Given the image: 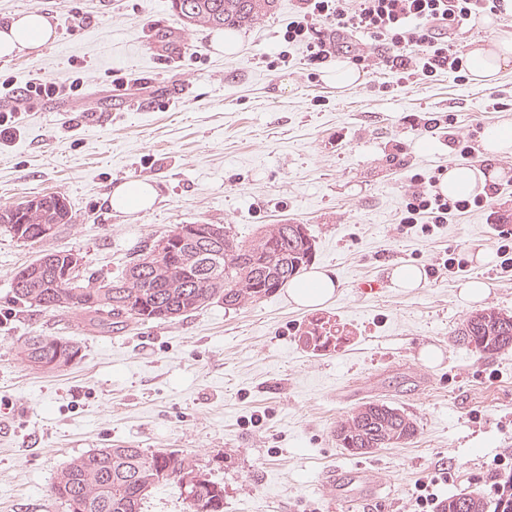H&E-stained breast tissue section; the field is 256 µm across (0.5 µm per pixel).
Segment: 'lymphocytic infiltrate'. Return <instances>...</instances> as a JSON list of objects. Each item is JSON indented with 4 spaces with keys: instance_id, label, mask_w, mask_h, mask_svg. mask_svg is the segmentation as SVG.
<instances>
[{
    "instance_id": "1",
    "label": "lymphocytic infiltrate",
    "mask_w": 512,
    "mask_h": 512,
    "mask_svg": "<svg viewBox=\"0 0 512 512\" xmlns=\"http://www.w3.org/2000/svg\"><path fill=\"white\" fill-rule=\"evenodd\" d=\"M504 9L505 0H299V10L283 39L288 45L304 47V63L315 70L341 54L354 64L365 62L366 51L353 39L360 33L367 35L384 42L385 67L406 83L418 75L460 73L463 59L457 41L467 21L482 10L498 14ZM77 90L74 84L31 79L23 102L17 108L0 110V140L12 138L15 112L30 111L39 103ZM433 184V178L421 173L408 175L403 224L422 225L429 233L453 215L491 208L501 193L498 184L490 183L482 193L453 199L433 192Z\"/></svg>"
}]
</instances>
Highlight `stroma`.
I'll return each mask as SVG.
<instances>
[{"instance_id": "1", "label": "stroma", "mask_w": 512, "mask_h": 512, "mask_svg": "<svg viewBox=\"0 0 512 512\" xmlns=\"http://www.w3.org/2000/svg\"><path fill=\"white\" fill-rule=\"evenodd\" d=\"M30 9L49 16L56 39L0 59V79L83 86L20 114L0 146V206L61 192L73 222L49 245L81 253L105 281L177 224H227L247 241L259 225L293 221L315 241L313 264L334 270L341 287L319 310L289 304L280 289L236 310L214 303L105 333L73 313L16 303L12 278L40 247L0 231V512H59L48 498L57 473L113 445L195 459L223 485L224 512H328L321 478L339 466L383 482L367 512H409L416 479L436 468L448 473L442 496L487 494L488 464L512 451V350L487 357L450 334L471 313L460 282L486 281L485 307L512 313V275L473 262L495 249L487 212L430 235L403 229V165L387 156L399 142L403 164L428 177L447 170L454 140L480 142L487 125L512 119V67L490 86L442 73L401 87L372 63L362 84L339 92L309 76L302 47L283 40L297 0H277L242 29L232 57L212 54L211 30H185L172 0H0V27ZM115 69L135 85L115 90ZM95 107L104 122L85 121ZM410 115L453 122L429 134ZM135 179L155 183L156 206L109 211L105 196ZM453 249L467 272L439 271L409 293L390 288V265L427 269ZM365 281L378 292L362 294ZM317 318L345 337L320 356L298 341ZM35 332L76 341L81 360L56 373L27 369L18 342ZM426 346L440 362L421 359ZM370 399L404 410L417 435L369 455L339 448L337 422Z\"/></svg>"}]
</instances>
